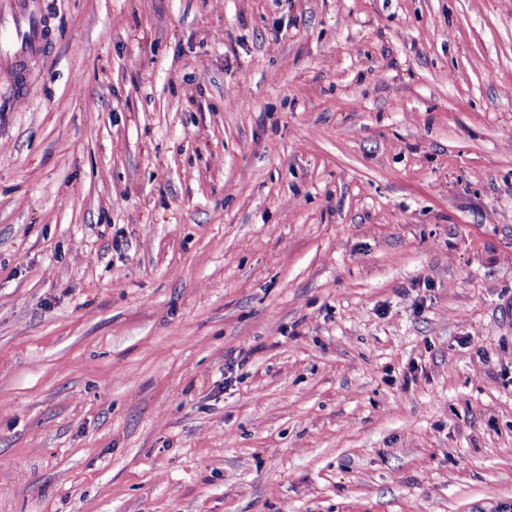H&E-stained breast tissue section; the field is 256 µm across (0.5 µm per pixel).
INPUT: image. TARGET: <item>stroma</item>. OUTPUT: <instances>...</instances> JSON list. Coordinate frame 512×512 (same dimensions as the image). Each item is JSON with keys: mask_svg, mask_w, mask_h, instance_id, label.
Listing matches in <instances>:
<instances>
[{"mask_svg": "<svg viewBox=\"0 0 512 512\" xmlns=\"http://www.w3.org/2000/svg\"><path fill=\"white\" fill-rule=\"evenodd\" d=\"M45 4L0 512H512V0Z\"/></svg>", "mask_w": 512, "mask_h": 512, "instance_id": "obj_1", "label": "stroma"}]
</instances>
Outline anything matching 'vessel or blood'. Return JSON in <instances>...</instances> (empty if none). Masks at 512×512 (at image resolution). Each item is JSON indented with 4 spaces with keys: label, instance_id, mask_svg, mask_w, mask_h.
I'll use <instances>...</instances> for the list:
<instances>
[{
    "label": "vessel or blood",
    "instance_id": "1",
    "mask_svg": "<svg viewBox=\"0 0 512 512\" xmlns=\"http://www.w3.org/2000/svg\"><path fill=\"white\" fill-rule=\"evenodd\" d=\"M50 16L42 0H0V84L27 94L18 67L43 55L50 41Z\"/></svg>",
    "mask_w": 512,
    "mask_h": 512
}]
</instances>
